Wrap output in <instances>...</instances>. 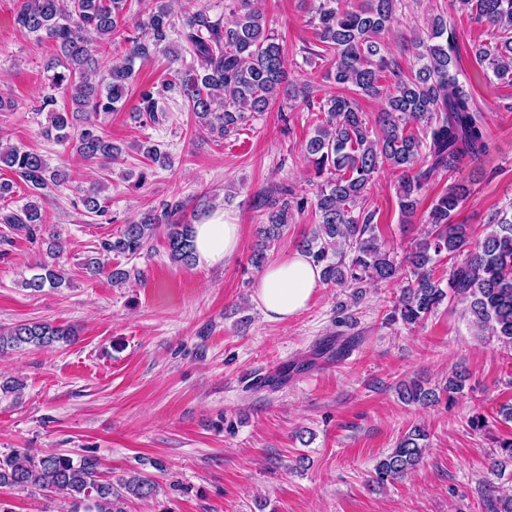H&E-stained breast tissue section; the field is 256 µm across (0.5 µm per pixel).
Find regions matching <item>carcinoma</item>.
I'll return each mask as SVG.
<instances>
[{
  "label": "carcinoma",
  "instance_id": "1",
  "mask_svg": "<svg viewBox=\"0 0 512 512\" xmlns=\"http://www.w3.org/2000/svg\"><path fill=\"white\" fill-rule=\"evenodd\" d=\"M479 21L501 32L500 43L490 48L472 47L480 62L488 63L499 79L512 76V0H455ZM128 0H24L15 15L18 28L39 40L55 44L56 55L47 66V87L38 113H47L44 135L72 143L84 159L105 167L116 160L121 148L98 122L102 114L119 111L135 79V62L157 52L177 54L171 45L176 32L189 46L190 62L181 64L175 79L140 90L135 111L152 123L165 119L163 103L176 90L188 102L202 129L219 139L238 131L248 114L265 112L279 97L288 105L300 101L307 109L323 114L307 141L306 152L317 176L322 178L315 194L319 220L303 251L321 267L322 281L347 288L367 282L389 283L402 270L413 279L402 288L390 313L391 320L415 326L427 319L447 299L465 305L475 335L512 348V213L501 211L473 248L470 225L454 221L460 202L470 194L465 180L452 183L433 202L428 212V230L402 262L380 241L372 224L373 213L364 208L366 192L374 174L388 167L401 173L398 200L401 213H415L421 190L433 174L455 169L466 158L485 155L490 144L483 119L476 110L466 83L451 55L448 27L437 16L425 38L418 41V68L407 75L388 53L384 34L397 22V0H318L316 21L318 49L334 61L327 78L339 88L352 87L367 96H382L383 112L373 132L356 100L345 94L316 98L312 85H284L282 46L261 9L251 0H224L231 20L212 18L197 4L185 0L181 20L175 21L164 4L153 3L146 18L128 25ZM128 44L122 55L103 64L117 42ZM71 108L58 109V94ZM419 125L422 135L410 131ZM150 161L148 167L130 174V187L145 184L152 169L171 166V156L152 141L138 144ZM7 167L30 190L17 210L5 205L12 198L15 182L0 181V224L34 236L44 224L46 191L69 179L62 168H52L43 155L16 146L0 148V168ZM100 185L80 189L84 209L99 217L109 215ZM307 199L294 196L286 187L258 198L266 224L259 230L260 243L251 256L259 267L268 244L280 238L294 212L305 209ZM183 202L168 200L124 225L117 237L101 243L98 255L82 262L91 276L100 274L101 255L134 257L157 231L167 229V250L175 263L190 266L195 261L193 230L179 223ZM47 260L30 268L22 286L33 293L60 288L65 282L62 260L65 246L60 235L47 236ZM466 252L463 261L455 258ZM452 261L448 288L433 280L432 270L441 259ZM67 326L49 322H24L0 327V353L27 346L46 348L73 340ZM469 376L455 372L443 390L448 399L462 392ZM407 403L438 400L436 390L417 381L402 384ZM427 433L411 428L390 453L379 459L372 480L384 485L415 471L426 451ZM0 487L37 489L65 494L66 512H125L126 501L147 500L158 484L135 475L105 479L99 459L84 455L79 460L54 453L38 455L30 450L0 455Z\"/></svg>",
  "mask_w": 512,
  "mask_h": 512
}]
</instances>
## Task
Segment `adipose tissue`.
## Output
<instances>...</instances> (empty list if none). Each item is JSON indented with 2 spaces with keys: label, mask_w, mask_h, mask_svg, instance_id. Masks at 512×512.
<instances>
[{
  "label": "adipose tissue",
  "mask_w": 512,
  "mask_h": 512,
  "mask_svg": "<svg viewBox=\"0 0 512 512\" xmlns=\"http://www.w3.org/2000/svg\"><path fill=\"white\" fill-rule=\"evenodd\" d=\"M198 264L229 262L241 247L239 226L228 211H210L193 226ZM321 285V270L305 253L294 251L268 264L253 285L252 299L268 321H287L303 311Z\"/></svg>",
  "instance_id": "ef3b65f1"
}]
</instances>
